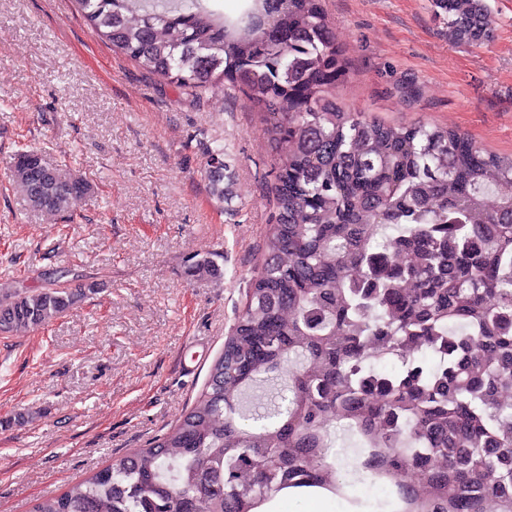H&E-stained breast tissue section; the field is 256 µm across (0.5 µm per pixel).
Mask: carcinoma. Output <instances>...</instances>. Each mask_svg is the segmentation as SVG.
<instances>
[{"instance_id":"carcinoma-1","label":"carcinoma","mask_w":512,"mask_h":512,"mask_svg":"<svg viewBox=\"0 0 512 512\" xmlns=\"http://www.w3.org/2000/svg\"><path fill=\"white\" fill-rule=\"evenodd\" d=\"M146 73L200 98L231 89L275 149L265 265L190 409L33 512H261L285 490L344 496L354 472L391 512H512V155L336 100L346 74L322 0H74ZM456 45L489 41L485 0H432ZM271 26L286 41L264 38ZM224 143L204 165L224 203ZM35 208L74 214L82 175L13 158ZM216 270L190 258L192 277ZM54 281L0 298V332L47 326L94 292ZM391 363L396 369L387 371Z\"/></svg>"}]
</instances>
